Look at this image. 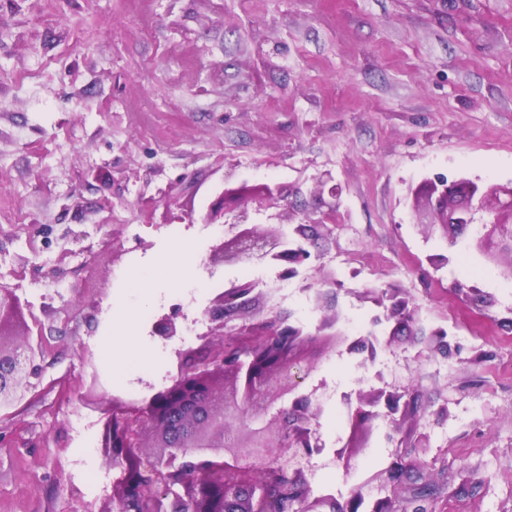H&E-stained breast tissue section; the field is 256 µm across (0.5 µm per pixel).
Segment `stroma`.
I'll return each mask as SVG.
<instances>
[{
    "label": "stroma",
    "instance_id": "stroma-1",
    "mask_svg": "<svg viewBox=\"0 0 512 512\" xmlns=\"http://www.w3.org/2000/svg\"><path fill=\"white\" fill-rule=\"evenodd\" d=\"M327 170L341 188L331 233L288 293L272 267L255 277L270 311L306 330L337 316L298 388L324 447L303 460L308 497L512 512V252L410 210L437 175L512 182V0H0V283L43 349L35 389L0 417V512H98L116 475L98 405L170 384L203 309L242 281L234 262L157 274L175 244L204 256L223 234L178 215L200 216L219 186L276 180L315 220ZM320 269L336 280L328 310ZM137 270L150 297L129 286ZM388 288L415 309L395 337L367 297ZM128 307L144 312L143 360L123 367ZM174 311L190 340L153 334ZM357 339L376 357L351 351ZM374 388L411 415L373 419L343 466L346 398ZM409 460L417 484L394 483Z\"/></svg>",
    "mask_w": 512,
    "mask_h": 512
}]
</instances>
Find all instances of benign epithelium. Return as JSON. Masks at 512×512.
<instances>
[{
    "label": "benign epithelium",
    "instance_id": "benign-epithelium-1",
    "mask_svg": "<svg viewBox=\"0 0 512 512\" xmlns=\"http://www.w3.org/2000/svg\"><path fill=\"white\" fill-rule=\"evenodd\" d=\"M299 188L272 180L223 188L209 202L201 217L204 224H231L232 231L210 247L209 263L255 261L283 267L281 276L292 278V264L310 257L304 242L331 232L325 223L336 212L328 205L323 219L299 222L290 231L262 229L250 222V211L259 212L288 202ZM340 188L331 173L315 182L319 201L336 198ZM419 223L481 224L486 242L503 224H512V185L482 189L469 179L448 180L437 175L414 191ZM255 282L245 281L218 293L204 315L211 323L199 347L185 353L171 384L149 397L128 404L118 399L103 408L100 450L118 470L112 480V497L99 512H268L283 487L297 490L307 484L304 471L290 468L291 456H311L322 451L311 429L317 417L310 398L296 394L299 373L309 371L304 346L323 338L334 327L336 316H325L318 333L275 317L238 327L252 336L245 351L224 337V323L260 302ZM376 304L394 322L391 333L408 326L412 318L407 293L389 288L372 293ZM22 305L14 291L0 286V413L19 405L33 389L30 382L36 352L29 331L17 333ZM175 318L164 315L154 324V334L170 339L179 335ZM291 408L258 428L241 419V407L266 414L285 397ZM383 405L388 413L399 411V398L382 389L359 390L351 429L356 431ZM195 452L200 460L176 463L178 456ZM294 512H319L334 505L323 495L313 501L306 494L296 499ZM347 512H393L387 499L370 504L362 496L350 498Z\"/></svg>",
    "mask_w": 512,
    "mask_h": 512
}]
</instances>
